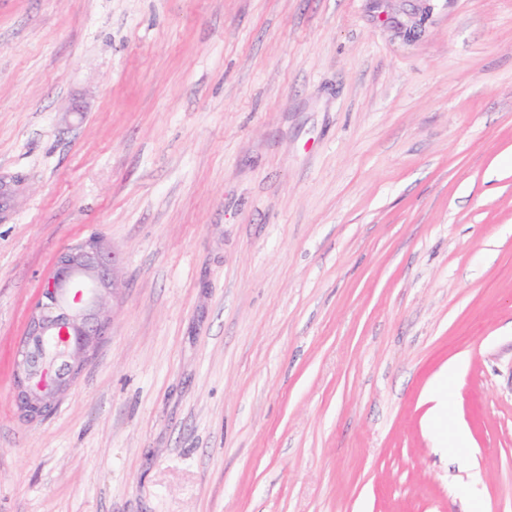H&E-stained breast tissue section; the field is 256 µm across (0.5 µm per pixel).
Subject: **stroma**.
Masks as SVG:
<instances>
[{
  "label": "stroma",
  "instance_id": "35a3bbf8",
  "mask_svg": "<svg viewBox=\"0 0 512 512\" xmlns=\"http://www.w3.org/2000/svg\"><path fill=\"white\" fill-rule=\"evenodd\" d=\"M0 179V512H512V0H0ZM92 235L111 325L26 422ZM117 259L98 238L61 251L45 278L41 299L28 320L15 358V398L26 419L44 417L80 374L90 351L107 331L106 300L119 282ZM58 336L65 342L58 345ZM55 342L61 352L50 370L42 368L37 344Z\"/></svg>",
  "mask_w": 512,
  "mask_h": 512
}]
</instances>
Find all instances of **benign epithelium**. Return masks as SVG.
<instances>
[{"label": "benign epithelium", "mask_w": 512, "mask_h": 512, "mask_svg": "<svg viewBox=\"0 0 512 512\" xmlns=\"http://www.w3.org/2000/svg\"><path fill=\"white\" fill-rule=\"evenodd\" d=\"M116 263L114 252L98 238H88L58 254L16 352L15 398L28 421L51 411L107 331L111 315L106 300L119 288ZM60 336L65 337L61 352L52 368L45 370L38 345L56 342Z\"/></svg>", "instance_id": "obj_1"}]
</instances>
